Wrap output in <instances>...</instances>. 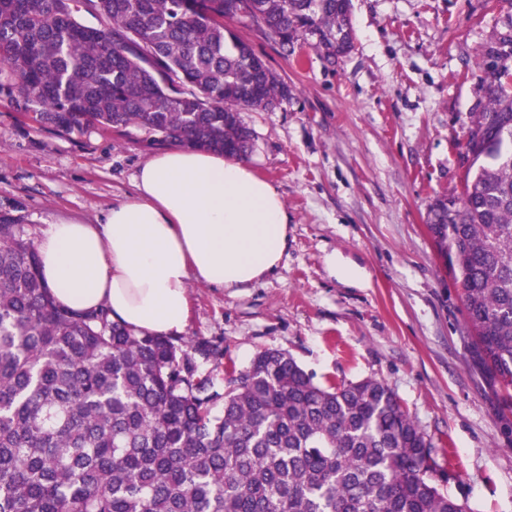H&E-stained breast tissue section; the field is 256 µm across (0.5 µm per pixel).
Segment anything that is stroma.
<instances>
[{
    "mask_svg": "<svg viewBox=\"0 0 512 512\" xmlns=\"http://www.w3.org/2000/svg\"><path fill=\"white\" fill-rule=\"evenodd\" d=\"M354 48L336 65L235 31L288 86L248 111V164L281 194L288 249L278 269L234 291L192 284L175 344L204 342L200 376L265 350L320 384L385 380L432 446L435 477L473 512H512V408L465 339L460 289L427 228L437 197L459 192L458 145L481 94L465 79L507 11L495 0H351ZM160 150L141 129L58 133L0 100V210L33 239L63 219L94 222L134 193Z\"/></svg>",
    "mask_w": 512,
    "mask_h": 512,
    "instance_id": "stroma-1",
    "label": "stroma"
}]
</instances>
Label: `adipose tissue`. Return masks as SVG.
I'll list each match as a JSON object with an SVG mask.
<instances>
[{
    "mask_svg": "<svg viewBox=\"0 0 512 512\" xmlns=\"http://www.w3.org/2000/svg\"><path fill=\"white\" fill-rule=\"evenodd\" d=\"M131 198L95 222L50 225L37 250L56 300L99 308L138 332L179 334L189 285L245 288L273 273L288 249V211L241 160L173 147L138 169Z\"/></svg>",
    "mask_w": 512,
    "mask_h": 512,
    "instance_id": "obj_1",
    "label": "adipose tissue"
}]
</instances>
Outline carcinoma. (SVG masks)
<instances>
[{"instance_id": "obj_1", "label": "carcinoma", "mask_w": 512, "mask_h": 512, "mask_svg": "<svg viewBox=\"0 0 512 512\" xmlns=\"http://www.w3.org/2000/svg\"><path fill=\"white\" fill-rule=\"evenodd\" d=\"M97 15L86 26L79 7ZM350 0H0V95L59 133L136 126L245 158L244 111L288 88L229 26L247 21L333 64ZM466 76L483 92L463 197L428 227L465 328L512 405V15ZM223 401L216 413L214 405ZM431 444L381 379L314 382L257 354L222 389L171 338L57 302L33 239L0 211V512H471L440 491Z\"/></svg>"}]
</instances>
